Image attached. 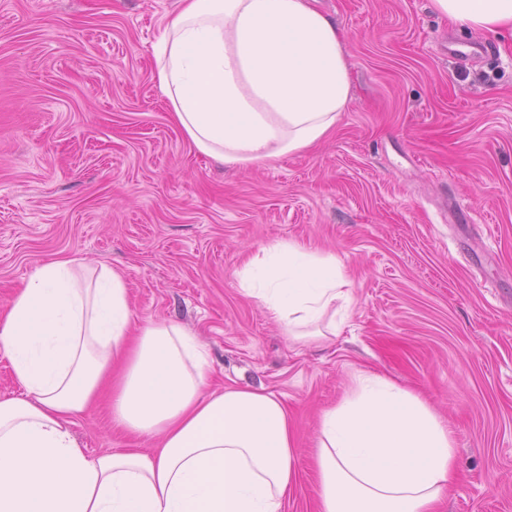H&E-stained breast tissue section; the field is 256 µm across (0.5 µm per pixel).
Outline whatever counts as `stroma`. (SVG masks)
<instances>
[{
	"label": "stroma",
	"mask_w": 512,
	"mask_h": 512,
	"mask_svg": "<svg viewBox=\"0 0 512 512\" xmlns=\"http://www.w3.org/2000/svg\"><path fill=\"white\" fill-rule=\"evenodd\" d=\"M351 97L314 147L248 168L197 154L172 123L154 46L178 0H0V310L36 265H107L138 323L177 321L210 390L288 406L315 512L322 411L361 371L421 394L450 428L438 512H512V45L430 0H318ZM335 253L353 298L339 336L288 340L238 285L264 245ZM72 431L90 455L150 449L108 402Z\"/></svg>",
	"instance_id": "obj_1"
}]
</instances>
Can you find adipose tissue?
I'll use <instances>...</instances> for the list:
<instances>
[{
	"label": "adipose tissue",
	"mask_w": 512,
	"mask_h": 512,
	"mask_svg": "<svg viewBox=\"0 0 512 512\" xmlns=\"http://www.w3.org/2000/svg\"><path fill=\"white\" fill-rule=\"evenodd\" d=\"M154 48L157 85L198 153L248 167L310 148L345 112L340 29L313 0H180ZM450 22L512 35V0H432ZM293 340L338 335L341 262L277 242L238 273ZM21 394L0 398V512H285L298 479L288 409L264 388L206 392L205 345L173 322L135 325L124 276L74 258L38 265L0 313ZM112 392V418L160 445L89 455L76 415ZM317 512H436L456 476L448 427L371 371L317 424Z\"/></svg>",
	"instance_id": "adipose-tissue-1"
}]
</instances>
